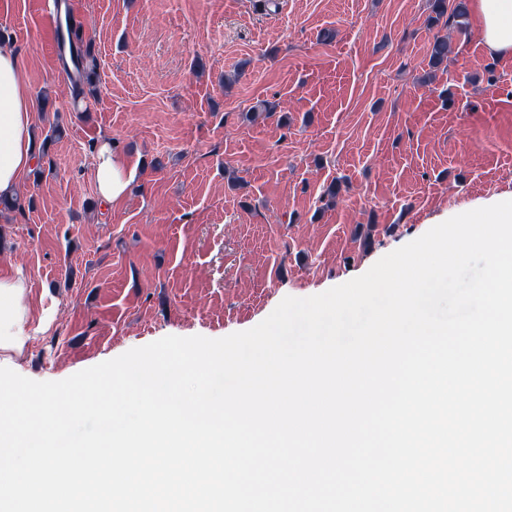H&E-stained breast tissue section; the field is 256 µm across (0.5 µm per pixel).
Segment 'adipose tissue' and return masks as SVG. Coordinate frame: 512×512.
<instances>
[{"mask_svg": "<svg viewBox=\"0 0 512 512\" xmlns=\"http://www.w3.org/2000/svg\"><path fill=\"white\" fill-rule=\"evenodd\" d=\"M482 20L483 43L488 54L512 55V0H470ZM36 103L25 80V65L12 50L0 48V195L12 196L35 161L32 130ZM94 181L103 202L113 204L129 192L132 173L126 163L102 142L94 158ZM30 287L22 273L0 278V352L21 350L30 328L48 329L54 312H34Z\"/></svg>", "mask_w": 512, "mask_h": 512, "instance_id": "ef3b65f1", "label": "adipose tissue"}]
</instances>
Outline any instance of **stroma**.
I'll return each instance as SVG.
<instances>
[{"mask_svg": "<svg viewBox=\"0 0 512 512\" xmlns=\"http://www.w3.org/2000/svg\"><path fill=\"white\" fill-rule=\"evenodd\" d=\"M98 67L75 110L42 0H0L48 140L0 210V276L56 312L10 369L60 381L168 335L253 328L512 196V56L480 21L426 82L428 0H78ZM133 174L100 201L96 144Z\"/></svg>", "mask_w": 512, "mask_h": 512, "instance_id": "stroma-1", "label": "stroma"}]
</instances>
